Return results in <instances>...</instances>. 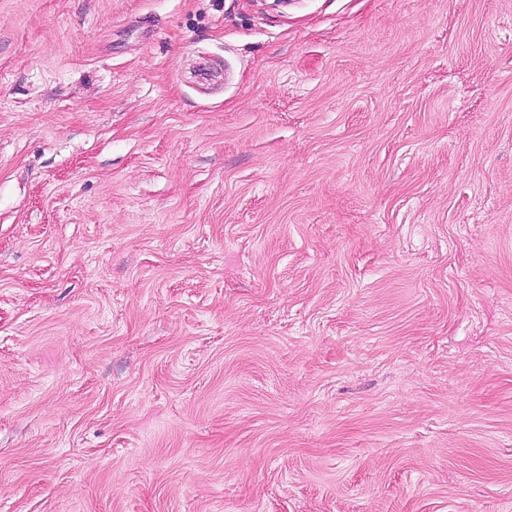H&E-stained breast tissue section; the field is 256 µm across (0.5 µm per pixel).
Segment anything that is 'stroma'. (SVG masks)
<instances>
[{"mask_svg": "<svg viewBox=\"0 0 512 512\" xmlns=\"http://www.w3.org/2000/svg\"><path fill=\"white\" fill-rule=\"evenodd\" d=\"M0 512H512V0H0Z\"/></svg>", "mask_w": 512, "mask_h": 512, "instance_id": "1", "label": "stroma"}]
</instances>
